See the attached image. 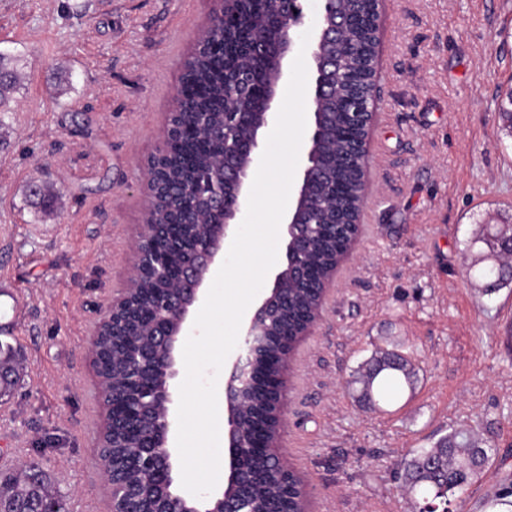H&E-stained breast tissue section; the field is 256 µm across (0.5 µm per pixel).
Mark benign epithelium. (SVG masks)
Wrapping results in <instances>:
<instances>
[{"instance_id":"7a95c632","label":"benign epithelium","mask_w":512,"mask_h":512,"mask_svg":"<svg viewBox=\"0 0 512 512\" xmlns=\"http://www.w3.org/2000/svg\"><path fill=\"white\" fill-rule=\"evenodd\" d=\"M383 2L360 0L369 11L362 52L370 77L357 90L353 111L346 113L345 121L335 129L336 139L345 147L346 162L356 172L359 187L355 207L345 211L336 208L333 190L326 188L319 196L311 192L313 184L327 183V177L318 167V156L328 146L326 108L336 102L346 71V57L337 48L347 42L353 21V12L344 7V0H321L319 19L306 46L312 70L308 95L310 121L304 166L283 222L285 260L273 272L272 287L244 320L243 343L224 385L227 413L224 439L228 444L230 472L222 491L203 497L182 495L175 490L176 449L170 446V435L175 427L173 380L179 374L176 349L190 326L213 264L231 246L247 211L254 174L262 156V138L276 122L274 102L287 75L286 63L290 54L300 48V31L306 19L303 0H265V18L255 28L252 49L237 58L232 89L237 103L247 99L244 80L254 58L266 53L272 66L260 110L224 112L223 149L214 156L211 175L207 180L193 178L186 189L190 202L179 209L180 222L203 224L205 234L196 238L189 248L173 244L162 249L157 241L174 225L156 224L147 218L140 225L133 242L135 261L129 272L128 287L113 297L101 313L89 347L92 369L101 382L103 329H112L115 336L123 334L126 322L136 317L131 307L135 288L150 274L167 276L168 293L154 309L149 322L154 344L145 347L130 368L131 380L147 385V406L130 409L117 396L101 393L103 426L93 460L110 490L112 512H127L125 501L131 488L108 476L115 463L105 451L107 437L129 423L142 429V447L146 448L147 459L159 461L150 469L157 494L142 502L139 512H168L171 500L178 502L184 512H239V500L249 491L260 469L278 487V494L269 500L264 512H288V489L306 490L305 482L295 474L282 452L288 413L286 371L295 345L312 335L321 320L338 263L352 254L359 237L355 233L345 241L338 259L316 265L310 257L316 252L320 237L317 229L360 223L368 203L366 175L378 104L376 73ZM185 116L186 113L176 111L167 114L160 141L145 165L150 198L164 192L155 162L167 156L173 138L188 127ZM499 240L505 262L497 267V281L512 278V236L503 233ZM297 294L314 298V306L302 309L294 329L285 327L280 331L282 341L278 350H266L265 337L272 331V318L288 311Z\"/></svg>"}]
</instances>
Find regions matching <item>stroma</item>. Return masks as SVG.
<instances>
[{
    "instance_id": "stroma-1",
    "label": "stroma",
    "mask_w": 512,
    "mask_h": 512,
    "mask_svg": "<svg viewBox=\"0 0 512 512\" xmlns=\"http://www.w3.org/2000/svg\"><path fill=\"white\" fill-rule=\"evenodd\" d=\"M211 0H0L18 60L0 116V291L18 317L21 376L0 398V464L37 460L68 512H111L93 462L101 405L87 347L126 286L158 144ZM372 195L288 371L285 452L311 512H414L396 478L410 451L467 425L498 454L454 512H498L512 480V285L484 295L466 266L512 219V0H386ZM49 207L28 196L33 182ZM413 385L371 403L357 381L380 350Z\"/></svg>"
}]
</instances>
